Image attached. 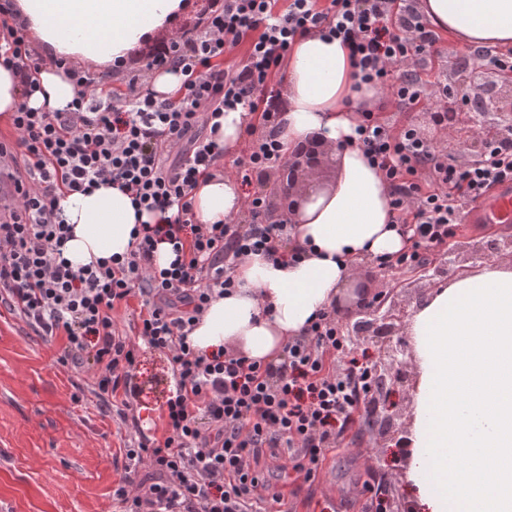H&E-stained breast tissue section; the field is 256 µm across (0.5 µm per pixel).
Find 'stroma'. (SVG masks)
<instances>
[{
	"mask_svg": "<svg viewBox=\"0 0 512 512\" xmlns=\"http://www.w3.org/2000/svg\"><path fill=\"white\" fill-rule=\"evenodd\" d=\"M440 53L418 65L421 79L463 89L458 104L460 130L436 132L432 102L402 109L388 104L380 118L393 129L415 124L459 165L473 162L469 146L470 115L479 91L492 78L474 74L468 87L459 76L474 62L475 48L441 36ZM512 239L511 224H460L457 243L488 252L490 261L512 266V254L495 247ZM356 279L367 297L389 295L407 309L426 297L418 281L399 287L398 277L380 272L375 261L359 264ZM62 337L36 333L19 312L0 305V512H117L112 498L125 476L124 444L130 431L115 407L106 402L88 367L63 362ZM399 445L381 446L371 431L350 432L328 452L317 476L305 480L292 470H277V461L263 453L258 469L271 487L257 503V512H361L364 487L395 489L399 512H415L404 480L405 460Z\"/></svg>",
	"mask_w": 512,
	"mask_h": 512,
	"instance_id": "obj_1",
	"label": "stroma"
}]
</instances>
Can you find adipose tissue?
Here are the masks:
<instances>
[{
    "mask_svg": "<svg viewBox=\"0 0 512 512\" xmlns=\"http://www.w3.org/2000/svg\"><path fill=\"white\" fill-rule=\"evenodd\" d=\"M186 8V0H12L8 21L25 26L42 59L25 71L0 65V121L22 102L65 109L74 96L66 65L80 62L96 74L125 61ZM423 13L462 46H512V0H423ZM283 73L279 140L288 147L322 133L340 149V176L292 227L293 244L306 250L301 261L260 254L238 261L239 288L213 299L189 335L202 354L222 348L276 361L331 309L358 262L409 245L392 221L389 186L349 141L360 109L378 94L357 76L348 48L309 34L291 46ZM191 199L198 223L227 224L246 194L217 174L200 178ZM57 205L73 227L63 256L76 267L127 255L136 223L157 220L135 214L128 193L113 185L60 192ZM406 332L416 377L406 480L419 512H512V269L489 262L475 275L450 277L412 312Z\"/></svg>",
    "mask_w": 512,
    "mask_h": 512,
    "instance_id": "1",
    "label": "adipose tissue"
}]
</instances>
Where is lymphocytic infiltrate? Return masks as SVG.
<instances>
[{"label": "lymphocytic infiltrate", "instance_id": "obj_1", "mask_svg": "<svg viewBox=\"0 0 512 512\" xmlns=\"http://www.w3.org/2000/svg\"><path fill=\"white\" fill-rule=\"evenodd\" d=\"M313 32L340 39L361 81L387 101L404 108L431 100L443 115L447 86L396 69L439 52V37L414 0H288L281 11L276 0H223L199 33L146 59V69L181 71L179 99L157 97L134 75L125 92L110 98L89 73L73 69L67 108L38 112L19 104L10 118L15 140L0 142V152L24 161L17 194L0 215L5 303L36 331L65 334L66 358L92 365L102 393L126 390L140 338L170 353L180 379L179 394L167 402L163 438L142 436L126 450V476L114 492L122 512H250L268 489L255 470L262 449H287L292 470L314 479L377 392L376 361L356 353L334 310L290 341L275 364L224 351L201 354L189 342L215 293L236 288L238 259L302 257L287 225L265 223L262 180L271 169L311 158L310 150L286 149L277 139L281 100L270 77L293 43ZM242 43L243 61L223 69L226 54ZM236 109L255 114L263 128L235 163L246 217L240 224H200L190 194L223 162L214 135L224 112ZM356 132L391 188L394 223L410 230L406 251L377 258L386 273L422 267L429 250L456 238L458 200L473 203L512 182V139H484L480 158L461 166L415 126L392 131L369 108L360 111ZM103 183L166 221L133 228L136 244L127 256L73 267L62 256L72 227L57 207V192L84 193ZM161 243L172 245L176 257L160 269L153 254ZM134 297L141 304L132 339L120 334L116 314Z\"/></svg>", "mask_w": 512, "mask_h": 512}]
</instances>
